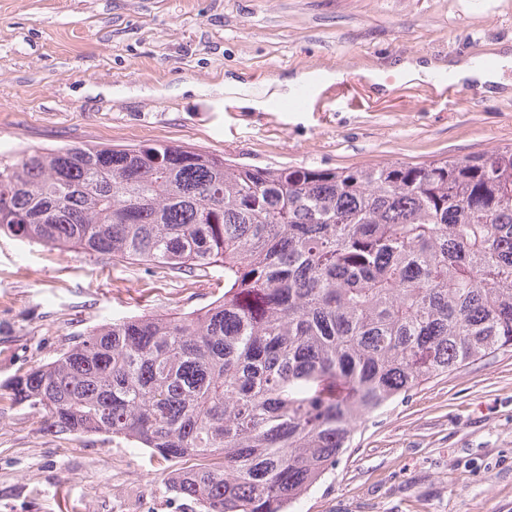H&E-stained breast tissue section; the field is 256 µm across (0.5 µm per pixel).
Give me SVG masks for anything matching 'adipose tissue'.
<instances>
[{
	"mask_svg": "<svg viewBox=\"0 0 512 512\" xmlns=\"http://www.w3.org/2000/svg\"><path fill=\"white\" fill-rule=\"evenodd\" d=\"M510 68H512V52L502 50L429 65L416 60H407L400 65V76L405 80L425 81L440 75L448 83L468 86L481 93L491 94L504 86V73Z\"/></svg>",
	"mask_w": 512,
	"mask_h": 512,
	"instance_id": "adipose-tissue-1",
	"label": "adipose tissue"
}]
</instances>
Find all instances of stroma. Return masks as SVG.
<instances>
[{"label": "stroma", "mask_w": 512, "mask_h": 512, "mask_svg": "<svg viewBox=\"0 0 512 512\" xmlns=\"http://www.w3.org/2000/svg\"><path fill=\"white\" fill-rule=\"evenodd\" d=\"M512 47V0H0V162L79 143L185 145L258 167H360L512 144V94L388 78L409 58ZM304 70L330 72L290 107ZM224 291L0 233V383L119 318ZM186 459L63 438L0 407V512H200ZM290 512H512V348L398 397L357 427Z\"/></svg>", "instance_id": "stroma-1"}]
</instances>
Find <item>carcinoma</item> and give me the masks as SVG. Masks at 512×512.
<instances>
[{
  "mask_svg": "<svg viewBox=\"0 0 512 512\" xmlns=\"http://www.w3.org/2000/svg\"><path fill=\"white\" fill-rule=\"evenodd\" d=\"M0 232L197 276L224 295L122 318L0 384L64 436L193 458L202 512H285L392 399L512 347V145L359 168L177 144L0 165Z\"/></svg>",
  "mask_w": 512,
  "mask_h": 512,
  "instance_id": "obj_1",
  "label": "carcinoma"
}]
</instances>
